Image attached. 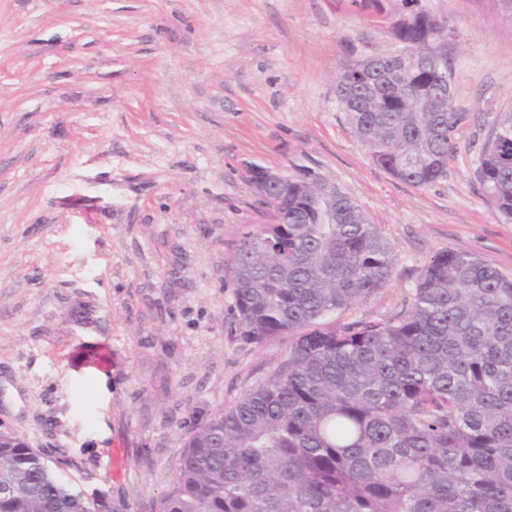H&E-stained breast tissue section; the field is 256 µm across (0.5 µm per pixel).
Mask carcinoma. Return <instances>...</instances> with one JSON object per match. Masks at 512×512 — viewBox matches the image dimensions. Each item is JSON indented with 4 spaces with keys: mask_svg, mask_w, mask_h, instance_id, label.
<instances>
[{
    "mask_svg": "<svg viewBox=\"0 0 512 512\" xmlns=\"http://www.w3.org/2000/svg\"><path fill=\"white\" fill-rule=\"evenodd\" d=\"M434 26L422 10L402 37ZM439 72L452 76L429 62L363 97L350 66L336 85L373 161L417 188L447 177L465 119L453 97L415 91ZM475 178L512 221L511 111ZM315 188L288 185L281 223L243 233L225 270L234 331L254 345L290 336L285 358L233 406L186 426L160 512H512V277L440 251L405 309L338 322L384 287L395 255L348 195L326 209ZM0 512H112V501L86 497L1 431Z\"/></svg>",
    "mask_w": 512,
    "mask_h": 512,
    "instance_id": "1",
    "label": "carcinoma"
}]
</instances>
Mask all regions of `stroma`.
Masks as SVG:
<instances>
[{
    "label": "stroma",
    "mask_w": 512,
    "mask_h": 512,
    "mask_svg": "<svg viewBox=\"0 0 512 512\" xmlns=\"http://www.w3.org/2000/svg\"><path fill=\"white\" fill-rule=\"evenodd\" d=\"M0 0V431L118 512H159L183 425L232 406L284 359L234 330L224 277L269 221L247 166L336 184L390 240L395 269L341 314L407 304L439 251L512 276V223L474 178L512 110L502 0H416L447 19L455 133L447 177L377 166L336 97L395 53L402 0ZM120 476H113V468Z\"/></svg>",
    "instance_id": "1"
}]
</instances>
